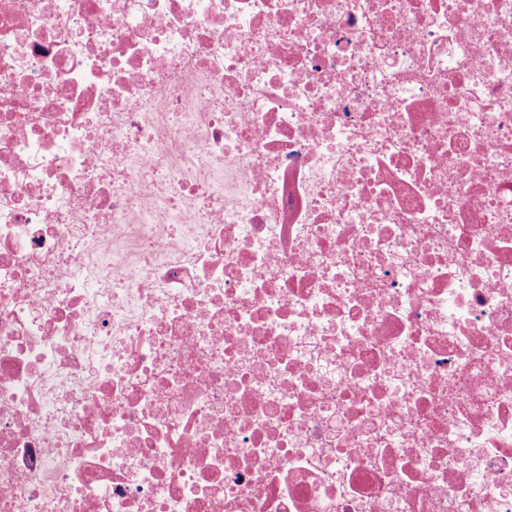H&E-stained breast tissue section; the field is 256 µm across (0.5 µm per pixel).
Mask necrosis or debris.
Listing matches in <instances>:
<instances>
[{"label": "necrosis or debris", "mask_w": 512, "mask_h": 512, "mask_svg": "<svg viewBox=\"0 0 512 512\" xmlns=\"http://www.w3.org/2000/svg\"><path fill=\"white\" fill-rule=\"evenodd\" d=\"M0 512H512V0H0Z\"/></svg>", "instance_id": "obj_1"}]
</instances>
